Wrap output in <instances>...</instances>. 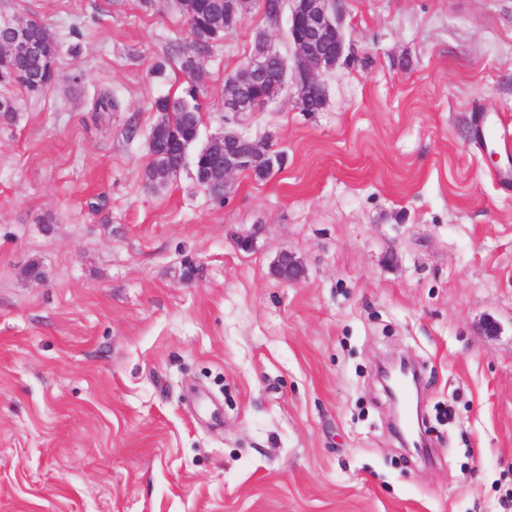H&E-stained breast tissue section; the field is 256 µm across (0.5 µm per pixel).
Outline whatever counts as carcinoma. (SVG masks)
Returning a JSON list of instances; mask_svg holds the SVG:
<instances>
[{"instance_id": "cac0c4a2", "label": "carcinoma", "mask_w": 512, "mask_h": 512, "mask_svg": "<svg viewBox=\"0 0 512 512\" xmlns=\"http://www.w3.org/2000/svg\"><path fill=\"white\" fill-rule=\"evenodd\" d=\"M177 8L187 17L190 34L200 35L191 40L183 50L177 51L179 70L187 73L193 62L190 57L200 58L210 54L216 40L203 38L205 32L219 31L227 34L226 28L233 20L241 19V14L224 12V0H176ZM21 22L30 24L36 40L35 51L0 63V85L13 82L22 84L27 91L40 93L57 79V70L51 67L58 53V42L39 22L23 18ZM200 83H188L179 96H162L154 101L153 109L157 119L152 127L148 142L151 160L143 171L146 184L161 186L159 174L166 169L184 166L187 147L193 145L199 132ZM224 169V156L217 152L198 151L194 157L193 175L195 181L216 199L224 198L221 179Z\"/></svg>"}]
</instances>
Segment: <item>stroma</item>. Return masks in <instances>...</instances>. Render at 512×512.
Returning <instances> with one entry per match:
<instances>
[{"label": "stroma", "mask_w": 512, "mask_h": 512, "mask_svg": "<svg viewBox=\"0 0 512 512\" xmlns=\"http://www.w3.org/2000/svg\"><path fill=\"white\" fill-rule=\"evenodd\" d=\"M341 4L319 111L225 115L254 33L288 47L260 0L204 57L200 142L286 157L218 200L142 178L185 83L171 0H0L60 75L0 88V512H512V186L475 136L512 121V0ZM395 354L432 458L391 429Z\"/></svg>", "instance_id": "stroma-1"}]
</instances>
